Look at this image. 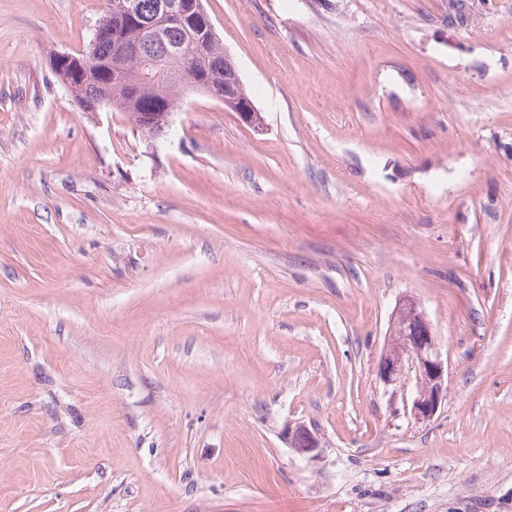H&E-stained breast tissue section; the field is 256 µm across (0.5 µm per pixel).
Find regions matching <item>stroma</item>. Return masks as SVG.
I'll return each mask as SVG.
<instances>
[{
  "instance_id": "obj_1",
  "label": "stroma",
  "mask_w": 512,
  "mask_h": 512,
  "mask_svg": "<svg viewBox=\"0 0 512 512\" xmlns=\"http://www.w3.org/2000/svg\"><path fill=\"white\" fill-rule=\"evenodd\" d=\"M472 3L203 0L265 128L191 93L151 139L51 73L99 0H0V512H512V0ZM405 295L424 423L376 381ZM376 378L392 404L400 396L404 415L416 423L431 420L448 398V360L442 358L432 324L413 296L399 298L391 313ZM283 439L293 452L307 459L316 458L324 448L320 432L300 420L288 421L283 430Z\"/></svg>"
}]
</instances>
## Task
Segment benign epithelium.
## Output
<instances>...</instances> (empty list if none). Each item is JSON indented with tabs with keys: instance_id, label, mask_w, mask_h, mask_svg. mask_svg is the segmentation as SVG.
Segmentation results:
<instances>
[{
	"instance_id": "7a95c632",
	"label": "benign epithelium",
	"mask_w": 512,
	"mask_h": 512,
	"mask_svg": "<svg viewBox=\"0 0 512 512\" xmlns=\"http://www.w3.org/2000/svg\"><path fill=\"white\" fill-rule=\"evenodd\" d=\"M204 13L202 0H158L154 23L147 26L151 36L159 34L157 23L188 27L189 21ZM138 0H112L107 13L94 30L99 34L110 18L124 17L138 21ZM224 110L234 112L255 130L263 128L264 119L252 101L243 107L231 96H224ZM172 113L142 119L141 130L157 139L166 134ZM376 378L391 403L401 402L404 415L417 423L431 420L448 398V361L442 358L437 336L419 302L410 295L399 298L390 317L383 350L376 365ZM283 439L296 454L314 459L323 448V437L304 421L290 420Z\"/></svg>"
}]
</instances>
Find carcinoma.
I'll use <instances>...</instances> for the list:
<instances>
[{"mask_svg": "<svg viewBox=\"0 0 512 512\" xmlns=\"http://www.w3.org/2000/svg\"><path fill=\"white\" fill-rule=\"evenodd\" d=\"M475 20L476 16L471 14L467 0H448L449 23L464 25ZM142 33L143 29L137 24L118 19L110 26L109 32L98 37L97 65L87 66L79 52H65L52 58V74L66 88L74 84L82 85L92 93L112 90L108 94V109L124 112L136 123L149 112H161L165 108L173 111L189 89L182 84L160 87L144 79L141 59L124 50ZM193 35L195 32L191 29L168 30L164 33L165 45L157 46V50L164 51L166 45L172 48V53L165 57L166 68L177 71L189 60L195 68L194 75L198 77L197 92L206 94L211 87L218 92L224 91V46L216 39L205 52L200 53ZM117 71L125 78L121 85L112 83V74Z\"/></svg>", "mask_w": 512, "mask_h": 512, "instance_id": "carcinoma-1", "label": "carcinoma"}]
</instances>
